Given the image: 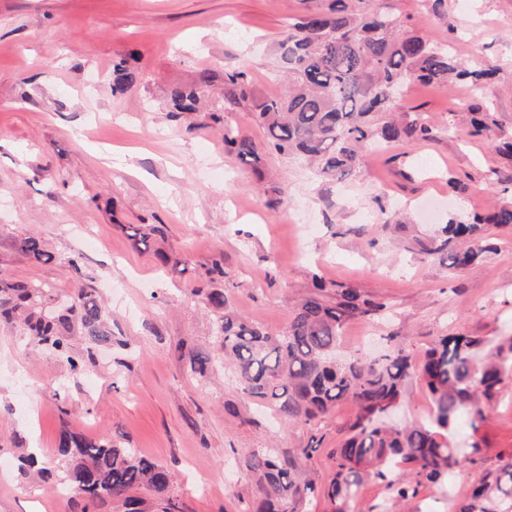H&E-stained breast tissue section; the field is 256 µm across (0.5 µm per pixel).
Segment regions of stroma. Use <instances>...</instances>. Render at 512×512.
<instances>
[{"label": "stroma", "instance_id": "stroma-1", "mask_svg": "<svg viewBox=\"0 0 512 512\" xmlns=\"http://www.w3.org/2000/svg\"><path fill=\"white\" fill-rule=\"evenodd\" d=\"M321 2L0 0V272L64 299L94 288L112 331L108 345L74 337L84 362L74 372L0 326V461L9 464L0 512H69L55 491L66 431L112 437L166 466L183 512H233L251 499L257 451L293 456L300 484L329 482L328 454L352 403L318 428L288 423L274 403L248 397L223 361L203 376L191 370L192 351L219 348L215 316L194 293L213 261L224 265L216 285L230 308L274 335L317 278L326 302L344 285L383 303L381 315L345 323L344 361L359 356L365 335L416 362L441 336H512V235L486 225L492 251L455 277L442 259L404 248L411 235L512 198V157L458 118L479 103L512 136V0H372L466 68L497 72L480 98L463 83H408L401 106L421 113L432 138L369 153L341 183L276 154L243 165L209 118L225 72L246 71L259 94L285 92L274 45L289 19ZM123 58L138 80L115 95L112 66ZM205 69L214 81L202 111L170 118L171 90L194 86ZM390 208L402 209L404 228H384ZM128 224L165 225L158 246L186 272L135 250ZM29 234L55 255H80V272L29 262L17 245ZM448 440L462 449L478 441L483 468L511 456L512 380L479 430L463 421ZM26 448L41 470H23Z\"/></svg>", "mask_w": 512, "mask_h": 512}]
</instances>
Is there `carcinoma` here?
<instances>
[{"instance_id": "1", "label": "carcinoma", "mask_w": 512, "mask_h": 512, "mask_svg": "<svg viewBox=\"0 0 512 512\" xmlns=\"http://www.w3.org/2000/svg\"><path fill=\"white\" fill-rule=\"evenodd\" d=\"M326 2V7L288 22L287 34L276 43L278 67L288 77L287 93L261 96L245 72H224L222 110L234 112L249 104L265 135L259 146L234 126L224 125V148L243 163L258 166L266 151L307 161L321 181H342L374 145L431 135L432 129L417 116L397 113L400 100L392 91H401L410 81L445 87L455 78L479 94L482 82L494 74L491 66H461L447 47L405 29L394 14L369 11L367 0ZM212 79L204 70L196 86L173 89L171 117L198 111L199 92ZM136 80L134 71L117 64L112 92L123 93ZM470 124L478 135L499 138L491 112L472 109ZM486 224L512 231V205L467 221L451 220L433 236L416 240L418 252L428 257L446 253L453 239L464 237L466 247L453 250L448 265L451 273H462L488 250L483 245ZM128 231L138 250L151 249L163 235L161 227L151 224H130ZM18 247L34 265L56 260L34 235L20 238ZM314 288L316 292L293 310L281 336L230 311L222 288L199 287L194 293L204 295L217 314L215 331L224 359L249 397L274 400L282 416L316 426L341 403L356 406L355 420L329 454L333 474L322 493L333 512H353L367 479L382 484L390 499L400 502L417 497L424 488L444 487L448 471L461 463L483 464L478 442L461 455L450 447L444 431L460 415L469 418L475 431L486 419V402L512 377V337L482 357L478 352L484 340L458 333L441 337L418 365L401 347L338 364L335 351L344 323L354 316L372 317L385 305L362 298L350 287L338 289V300L329 304L320 298L325 284L317 279ZM53 301L45 286L0 273V320L20 327L28 343L49 347L71 370L79 371L83 360L73 351L72 338L112 343L105 311L91 288L79 289L65 309L51 310ZM411 378L420 379L432 398L428 424L402 426L388 419ZM58 452L67 460L59 485L68 496L70 512H100L109 505L112 512H177L171 471L136 449L110 437L91 439L66 432ZM292 468L289 457L253 453L250 469L259 495L237 512H299L316 488L297 484ZM456 503L455 512H512V457L484 471Z\"/></svg>"}]
</instances>
